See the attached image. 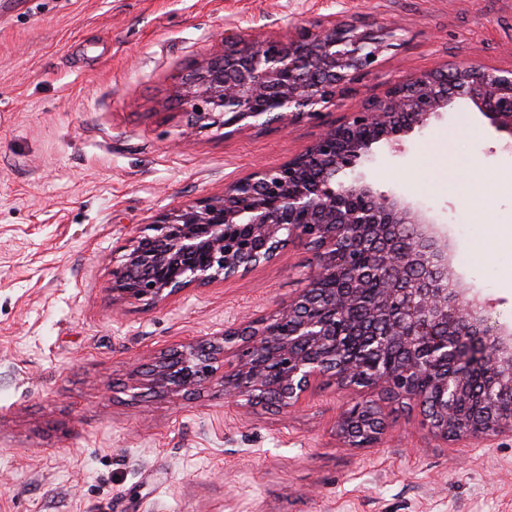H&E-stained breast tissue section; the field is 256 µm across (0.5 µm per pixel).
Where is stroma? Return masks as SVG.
<instances>
[{
    "label": "stroma",
    "instance_id": "1",
    "mask_svg": "<svg viewBox=\"0 0 512 512\" xmlns=\"http://www.w3.org/2000/svg\"><path fill=\"white\" fill-rule=\"evenodd\" d=\"M397 21L341 108L406 77L473 61L512 67V0H0V512H512V438L444 445L418 409L387 404L379 448L339 447L341 399L319 384L296 411L240 406L218 383L131 397L172 346L266 316L307 284L313 252L146 307L112 303L129 228L277 167L319 131L210 130L180 139L181 77L222 54L224 30ZM379 145L360 170L429 207L452 270L512 326V147L458 113ZM471 169L480 213L448 187Z\"/></svg>",
    "mask_w": 512,
    "mask_h": 512
}]
</instances>
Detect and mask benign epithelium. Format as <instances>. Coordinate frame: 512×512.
<instances>
[{
    "label": "benign epithelium",
    "mask_w": 512,
    "mask_h": 512,
    "mask_svg": "<svg viewBox=\"0 0 512 512\" xmlns=\"http://www.w3.org/2000/svg\"><path fill=\"white\" fill-rule=\"evenodd\" d=\"M400 28L322 21L286 39L224 31V53L182 76L184 134L314 120L341 105L397 46ZM465 102L512 139V68L457 62L412 75L326 124L287 163L224 183V195L180 204L131 230L112 265V302L156 306L188 288L232 279L276 260L290 245L315 247L305 288L274 313L176 345L127 389L192 393L220 377L224 397L290 412L324 380L343 403L334 423L343 448H379L385 404L415 406L445 442L512 437V334L489 303L456 278L448 239L432 211L376 192L357 164L373 145L397 151ZM380 257L388 277L365 288ZM366 308L370 321L355 313ZM481 415L461 406L473 395Z\"/></svg>",
    "instance_id": "obj_1"
}]
</instances>
